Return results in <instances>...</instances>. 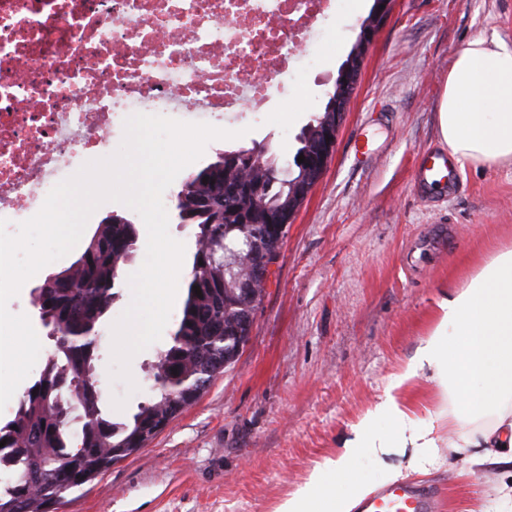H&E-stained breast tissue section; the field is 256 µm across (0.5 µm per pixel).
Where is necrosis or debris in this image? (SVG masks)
<instances>
[{
	"mask_svg": "<svg viewBox=\"0 0 512 512\" xmlns=\"http://www.w3.org/2000/svg\"><path fill=\"white\" fill-rule=\"evenodd\" d=\"M351 0H0V219L112 153L135 113L214 126L266 112L327 63Z\"/></svg>",
	"mask_w": 512,
	"mask_h": 512,
	"instance_id": "1",
	"label": "necrosis or debris"
}]
</instances>
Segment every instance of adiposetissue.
<instances>
[{
    "instance_id": "ef3b65f1",
    "label": "adipose tissue",
    "mask_w": 512,
    "mask_h": 512,
    "mask_svg": "<svg viewBox=\"0 0 512 512\" xmlns=\"http://www.w3.org/2000/svg\"><path fill=\"white\" fill-rule=\"evenodd\" d=\"M438 126L450 160L488 169L512 166V45L479 36L448 70ZM432 334L407 363L403 379L427 376L448 399V411L417 413L386 396L352 427L336 457L317 465L309 480L276 512H353L365 489L337 494L351 481L355 456L384 461L411 449L407 469L425 471L446 446L465 455L482 448L495 463L512 464V246L485 264L440 305ZM388 418L392 429L380 431Z\"/></svg>"
}]
</instances>
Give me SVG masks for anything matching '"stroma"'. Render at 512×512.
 <instances>
[{"mask_svg":"<svg viewBox=\"0 0 512 512\" xmlns=\"http://www.w3.org/2000/svg\"><path fill=\"white\" fill-rule=\"evenodd\" d=\"M373 0L324 23L327 64L295 72L292 93L233 140L210 142L198 167L241 147L293 156L297 135L321 112ZM512 45V0H394L370 46L327 167L287 228L237 360L139 451L115 463L58 512H275L313 468L335 456L352 425L386 392L420 410L445 408L439 386L395 378L433 331L439 304L497 246L512 243V168L455 166V189L421 192L424 150L445 149L438 105L456 54L476 36ZM370 155L356 154V140ZM78 256L42 268L11 299L40 337L34 288ZM123 288L101 323V404L127 421L151 395V366L177 329L130 362L136 392L111 380L113 322L131 301ZM127 396L124 409L113 396ZM406 483L435 492L437 512H493L507 470L441 448Z\"/></svg>","mask_w":512,"mask_h":512,"instance_id":"obj_1","label":"stroma"}]
</instances>
